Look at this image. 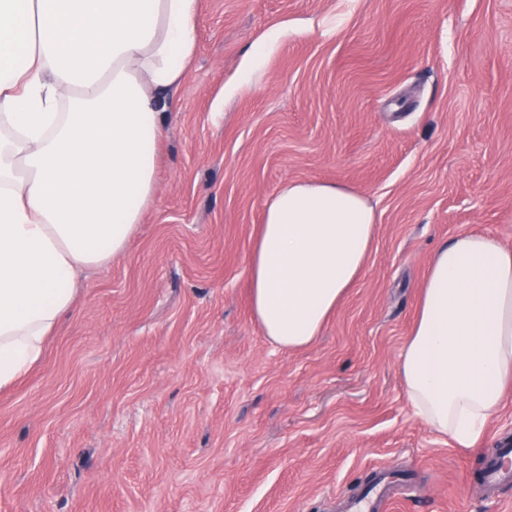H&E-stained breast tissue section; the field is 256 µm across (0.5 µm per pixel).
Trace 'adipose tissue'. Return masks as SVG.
<instances>
[{
  "label": "adipose tissue",
  "instance_id": "obj_1",
  "mask_svg": "<svg viewBox=\"0 0 512 512\" xmlns=\"http://www.w3.org/2000/svg\"><path fill=\"white\" fill-rule=\"evenodd\" d=\"M198 13L199 0H0V389L41 360L79 274L125 254L153 204ZM376 224L343 186L282 187L250 260L264 336L313 342L359 279ZM399 368L416 415L475 447L512 386V249L462 233L434 251Z\"/></svg>",
  "mask_w": 512,
  "mask_h": 512
}]
</instances>
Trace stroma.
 Wrapping results in <instances>:
<instances>
[{
    "instance_id": "35a3bbf8",
    "label": "stroma",
    "mask_w": 512,
    "mask_h": 512,
    "mask_svg": "<svg viewBox=\"0 0 512 512\" xmlns=\"http://www.w3.org/2000/svg\"><path fill=\"white\" fill-rule=\"evenodd\" d=\"M316 180L377 211L364 273L306 347L251 312L273 195ZM512 248V0H199L155 200L79 276L41 363L0 390V512H341L370 473L390 512H512L477 447L414 413L399 359L433 252Z\"/></svg>"
}]
</instances>
